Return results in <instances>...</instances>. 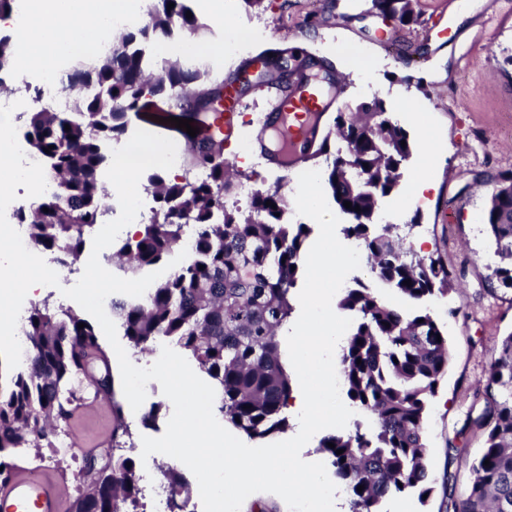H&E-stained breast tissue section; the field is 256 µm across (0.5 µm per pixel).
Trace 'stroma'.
<instances>
[{
    "instance_id": "obj_1",
    "label": "stroma",
    "mask_w": 512,
    "mask_h": 512,
    "mask_svg": "<svg viewBox=\"0 0 512 512\" xmlns=\"http://www.w3.org/2000/svg\"><path fill=\"white\" fill-rule=\"evenodd\" d=\"M369 7L370 0H261L254 6L224 0L219 19L207 0H192L206 31L158 40L152 51L161 61L170 46H179L182 57L194 58L211 78L221 80L243 58L289 47L333 66L338 92L323 116L322 132L332 131L336 113L378 99L401 122L411 144L429 133L441 142L433 189L402 214L396 211L397 195L384 198L377 221L407 227L405 242L418 256H438L448 267L465 271L447 296L425 302L451 349L448 373L425 422L432 492L424 499L414 492L400 495L386 505L388 512H443L445 480L464 490L482 446L481 433L463 430L465 415L483 386L498 339L512 332V292L487 285L494 247L484 230L491 195L487 180L512 171V0H417L419 22L412 26L384 22ZM257 28L264 34L245 53L223 52L225 36ZM239 94L236 135L224 150L233 184L248 181L262 190L280 186L295 196L300 171H325V159L288 171L268 163L257 133L274 98L255 81ZM403 94L420 107L410 121L395 105ZM146 393L135 412L120 391L114 402L79 408L61 438L87 449L103 448L116 420H123L141 489L137 512H157L153 491L164 486L167 464L144 463L140 449L143 437L163 435L173 406L158 382H149ZM116 404L121 407L117 416L112 413ZM23 465L25 475L50 476L62 500L75 495L78 460L46 448L41 458Z\"/></svg>"
}]
</instances>
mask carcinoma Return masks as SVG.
<instances>
[{"label":"carcinoma","mask_w":512,"mask_h":512,"mask_svg":"<svg viewBox=\"0 0 512 512\" xmlns=\"http://www.w3.org/2000/svg\"><path fill=\"white\" fill-rule=\"evenodd\" d=\"M187 2L157 0L146 25L120 31L105 54L64 73L65 108L37 105L22 115L28 148L42 157L52 191L17 218L27 225L30 244L58 254L64 266L78 259L85 236L112 210L106 204V171L112 143L127 132V112L147 96H164L197 116L224 92V84H208L202 67L177 60L159 66L149 52L155 38L207 28L197 16L186 17ZM170 3L174 8H168ZM11 47V37L0 34V73L12 69ZM157 66L159 77L153 74ZM372 105L377 109L373 125L364 113L340 112L337 147L324 142L307 157L332 155L326 181L343 212H349L346 201L360 207L344 234L358 243L370 272L409 301L444 296L463 273L448 269L439 257H418L396 225L374 222L380 200L397 187L399 164L410 159L412 147L382 101ZM189 156L205 176L183 182L150 175L158 208L138 237L110 258L121 271L139 274L178 250L189 224L194 226L192 251L164 281L152 285L147 297L112 301V313L133 348L143 352L168 341L190 354L211 380L224 421L250 438H265L287 426L283 410L291 382L277 331L293 311L290 292L302 270L306 225L284 220L288 201L279 187L256 191L246 212L226 209L224 197L232 184L224 179L229 164L223 136L194 143ZM484 221L499 258L490 286L512 290V172L495 177ZM407 279L409 286L403 284ZM338 307L356 316L341 347L345 393L371 425L365 428L358 421L350 431L323 437L320 448L348 491L349 512H386L385 503L395 496L431 492L424 486L429 464L424 424L430 399L448 373V337L428 312L404 314L359 280L345 289ZM80 323L85 327L78 328ZM23 336L27 363L6 378L0 373L3 485L12 481L19 454L38 459L41 449L57 447L59 425L68 422L85 395L115 397L110 357L87 320L45 300L31 305ZM476 398L480 404H472L463 429L480 432L483 447L464 492L457 496L446 488L445 512H512V332L500 339ZM120 433L128 429L119 423L107 448L81 455L74 512H129L136 505L135 462L115 455ZM165 478L169 508L181 512L187 481L174 467Z\"/></svg>","instance_id":"cac0c4a2"}]
</instances>
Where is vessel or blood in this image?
<instances>
[{"label": "vessel or blood", "mask_w": 512, "mask_h": 512, "mask_svg": "<svg viewBox=\"0 0 512 512\" xmlns=\"http://www.w3.org/2000/svg\"><path fill=\"white\" fill-rule=\"evenodd\" d=\"M238 98L233 90L224 92V108L217 117L199 122V138H207L216 130H223L225 139L235 135V108ZM326 107L321 85L315 78H307L284 93L278 107L267 117L270 134L266 159L280 167L297 166L302 149L320 130V119ZM0 512H57V487L50 478L28 477L11 482L0 492Z\"/></svg>", "instance_id": "1"}]
</instances>
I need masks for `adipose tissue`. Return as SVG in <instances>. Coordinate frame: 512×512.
Returning <instances> with one entry per match:
<instances>
[{"label": "adipose tissue", "instance_id": "1", "mask_svg": "<svg viewBox=\"0 0 512 512\" xmlns=\"http://www.w3.org/2000/svg\"><path fill=\"white\" fill-rule=\"evenodd\" d=\"M137 0H25L24 27L16 28L13 64L16 70L37 66L53 71L62 50H89L102 23L132 13Z\"/></svg>", "mask_w": 512, "mask_h": 512}]
</instances>
